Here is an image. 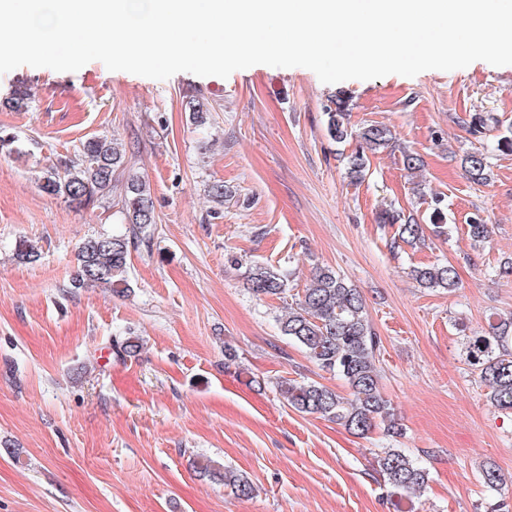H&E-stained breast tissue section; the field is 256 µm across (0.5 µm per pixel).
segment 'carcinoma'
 I'll use <instances>...</instances> for the list:
<instances>
[{
    "instance_id": "carcinoma-1",
    "label": "carcinoma",
    "mask_w": 512,
    "mask_h": 512,
    "mask_svg": "<svg viewBox=\"0 0 512 512\" xmlns=\"http://www.w3.org/2000/svg\"><path fill=\"white\" fill-rule=\"evenodd\" d=\"M347 116L346 101L336 99L335 107L327 112V131L338 143L354 137L364 145L363 151L348 160L349 176L358 179L366 167L365 151L376 153L387 148L393 133L379 123L354 132ZM76 153V160L44 173L39 179L42 191L78 204L108 199L119 207L129 229L126 233H96L84 239L78 246V268L72 287L123 293L129 289L126 273L130 248L156 223L150 185L131 171L126 149L115 137H91L80 143ZM462 166L473 183L487 181L488 164L483 154L465 155ZM379 223L393 228L395 237L404 243L413 245L423 239V225L410 217L402 218L396 211H383ZM13 256L20 263H33L40 258V252L36 244L21 238L15 242ZM412 276L420 287L431 290L452 292L459 285L455 268L449 263L415 266ZM247 281L258 297L281 299L288 290V275L271 264L251 267ZM279 326L281 333L299 345L320 370L342 377L352 395L348 399L317 382L283 379L278 388L291 408L326 417L359 436H367L379 427L388 436L399 433L394 410L379 388L376 356L380 338L366 317L358 288L336 270L318 267L296 306L288 307V312L279 318ZM140 347V338L132 335L115 345L118 353L128 357L136 355ZM461 351L465 363L488 388L491 404L512 414V313L490 316L486 328L463 339ZM377 464L391 493L398 498L399 509L405 502L412 503V497L429 482L427 468L397 448L384 449ZM197 468L203 475L222 481L239 497L247 498L254 492L246 476L228 468L221 471L209 461L197 462ZM405 512H413V507Z\"/></svg>"
}]
</instances>
